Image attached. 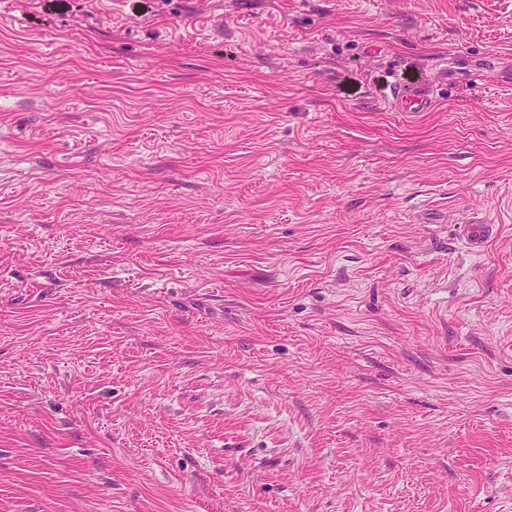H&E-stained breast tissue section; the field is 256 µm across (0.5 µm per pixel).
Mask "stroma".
Masks as SVG:
<instances>
[{
  "instance_id": "obj_1",
  "label": "stroma",
  "mask_w": 512,
  "mask_h": 512,
  "mask_svg": "<svg viewBox=\"0 0 512 512\" xmlns=\"http://www.w3.org/2000/svg\"><path fill=\"white\" fill-rule=\"evenodd\" d=\"M147 6L0 0V512H512V0ZM392 100L400 112H426L431 107V99L425 92L405 87H396ZM497 230V225L494 224H470L465 238L467 250L474 255H480L488 241L497 234Z\"/></svg>"
}]
</instances>
